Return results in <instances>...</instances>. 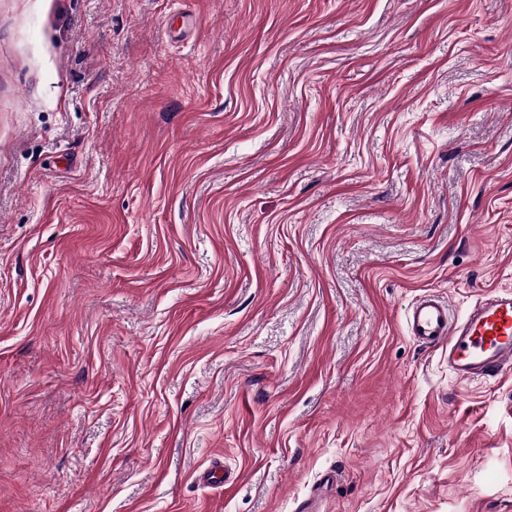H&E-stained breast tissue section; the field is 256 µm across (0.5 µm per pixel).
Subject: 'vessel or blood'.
Segmentation results:
<instances>
[{"mask_svg":"<svg viewBox=\"0 0 512 512\" xmlns=\"http://www.w3.org/2000/svg\"><path fill=\"white\" fill-rule=\"evenodd\" d=\"M409 335L426 347L448 350V366L462 380L485 379L512 371V294H486L464 320L445 301L427 294L407 316Z\"/></svg>","mask_w":512,"mask_h":512,"instance_id":"vessel-or-blood-1","label":"vessel or blood"}]
</instances>
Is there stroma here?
Listing matches in <instances>:
<instances>
[{"mask_svg": "<svg viewBox=\"0 0 512 512\" xmlns=\"http://www.w3.org/2000/svg\"><path fill=\"white\" fill-rule=\"evenodd\" d=\"M489 290L512 0H0V512H512ZM409 335L425 347L448 348V367L461 380L512 371V294H486L464 320L435 295L418 299L407 316Z\"/></svg>", "mask_w": 512, "mask_h": 512, "instance_id": "1", "label": "stroma"}]
</instances>
